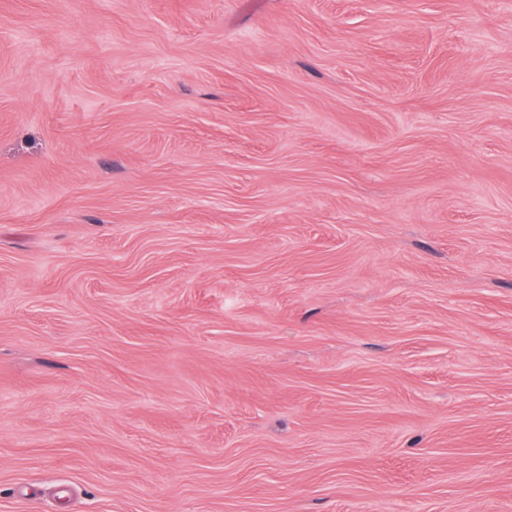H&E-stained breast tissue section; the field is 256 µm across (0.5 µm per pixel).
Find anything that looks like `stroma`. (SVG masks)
<instances>
[{"label":"stroma","mask_w":512,"mask_h":512,"mask_svg":"<svg viewBox=\"0 0 512 512\" xmlns=\"http://www.w3.org/2000/svg\"><path fill=\"white\" fill-rule=\"evenodd\" d=\"M0 512H512V0H0Z\"/></svg>","instance_id":"1"}]
</instances>
